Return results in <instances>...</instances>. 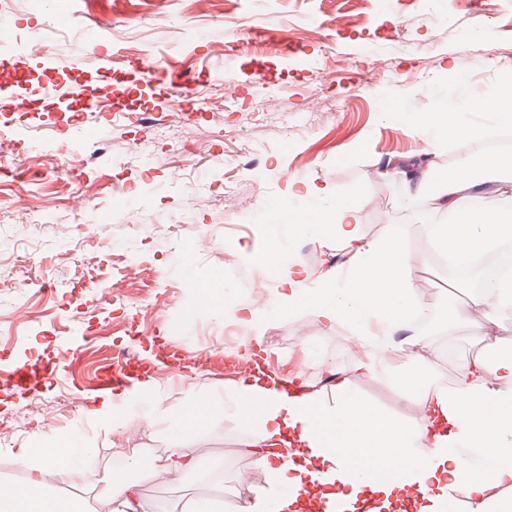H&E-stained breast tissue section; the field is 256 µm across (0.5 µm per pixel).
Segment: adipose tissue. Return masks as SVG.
Masks as SVG:
<instances>
[{
  "label": "adipose tissue",
  "instance_id": "obj_1",
  "mask_svg": "<svg viewBox=\"0 0 512 512\" xmlns=\"http://www.w3.org/2000/svg\"><path fill=\"white\" fill-rule=\"evenodd\" d=\"M459 99L494 113L498 122L512 124V78L500 80L495 93L458 80ZM398 130L425 129L437 142L467 149L471 127L456 118L454 104L430 112L392 114ZM512 169L511 156L492 155L475 163L463 160L457 169L436 176L435 164L421 158L401 170L399 192L406 201L428 199L426 224L435 254L459 260L476 251L497 247L512 238V206L502 202L500 175ZM305 206L291 213V234L333 238L351 258L350 267L321 281L309 282L296 261L285 258L282 243L261 256L262 266L277 270L283 283L270 302L247 308L233 306L222 289L207 287L214 308L234 315L254 334H261L277 313H307L325 323L355 328L359 373L392 377L404 401L421 405L419 417L404 422L365 403L345 380H338L335 404L324 403L306 385L285 380L269 382L254 376L230 392L225 407L243 422L260 426L253 454L267 473L265 486L250 497H218L197 502L193 512H297L298 495L310 493L312 508L322 500L340 498L348 512H378L388 504L409 512H450L453 491H461L467 512H512V349L494 358L476 357L460 367L452 389L435 384L431 365L404 359L387 341L412 323L420 308L412 264L394 225L377 239L365 238L358 227L359 210L337 202L329 210L315 201L324 190L299 186ZM512 303V277H502L471 296L457 317L493 323L499 308ZM186 405L175 419L184 433L209 415L194 388L180 392L151 390L145 412L164 416L172 399ZM74 450L67 436L33 442L21 461L50 465L66 473ZM378 463L375 474L362 471L363 460ZM206 460L193 449H169L160 468L143 471L146 481L179 482ZM109 512H156L135 483L114 476L108 493ZM0 512H90L82 496L49 492L41 480L0 482Z\"/></svg>",
  "mask_w": 512,
  "mask_h": 512
}]
</instances>
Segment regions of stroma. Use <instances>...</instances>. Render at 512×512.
<instances>
[{
	"instance_id": "obj_1",
	"label": "stroma",
	"mask_w": 512,
	"mask_h": 512,
	"mask_svg": "<svg viewBox=\"0 0 512 512\" xmlns=\"http://www.w3.org/2000/svg\"><path fill=\"white\" fill-rule=\"evenodd\" d=\"M111 28L112 68L102 71L90 34ZM42 37L61 62L49 71L38 57L13 43ZM151 52L166 70H183L196 81L199 112L172 106L163 86L127 80L114 83L132 47ZM461 60L470 78L489 84L512 70V0H435L433 10L384 9L371 0L369 24L351 31L325 0H245L242 16H193L173 0L168 10H145L126 0L122 11L107 0H0V124L20 143L40 140L57 158L51 171L27 165L24 153L1 162L0 248L10 251L17 286L0 297V373L38 361L60 368L62 377L43 386L45 411L56 425L20 430L0 444V481L36 477L48 488L64 484L100 508L118 469L117 448H195L212 459L225 494L246 497L267 479L255 466L250 445L259 430L224 410V397L245 379L247 349L233 346L237 365L220 353L227 337H247L245 325L224 317L203 298L199 284L223 281L241 306L267 302L279 280L256 265L273 240L287 237V218H274L281 204L296 206L297 184L328 186L321 207L346 200L360 209L359 229L369 239L388 224L404 238L414 267L418 298L452 315L448 340L430 337L420 355L432 364L440 387H448L464 363L482 354L479 327L454 318L468 285L448 280L433 260L425 225L405 219L398 180L384 176L388 162L434 150L437 168H457L452 144L432 147L417 130L396 131L391 106L425 112L448 98L451 64ZM87 81L111 101L121 118L105 123L115 155L111 174L138 187L137 200L78 186L69 164L65 132L72 115L65 104L20 117L12 100L38 99L43 86L62 77ZM200 145L183 153L178 138ZM200 202L186 211L185 199ZM26 195L53 208V217L19 222L10 204ZM75 225L68 237L55 227ZM98 253L88 267L84 258ZM291 255L308 279H321L348 257L335 240L297 236ZM162 294L144 307L148 291ZM260 356L268 372L294 371L324 400L336 398L330 376L376 408L404 419L418 417L386 379L359 374L353 366L352 329L326 325L308 314L271 318ZM133 347L143 359L178 350L183 381L206 397L212 416L179 435L163 420L132 423L119 436L105 433L86 412L114 401L95 377L113 349ZM65 434L75 441V464L66 479L43 467L30 471L19 455L32 440Z\"/></svg>"
}]
</instances>
